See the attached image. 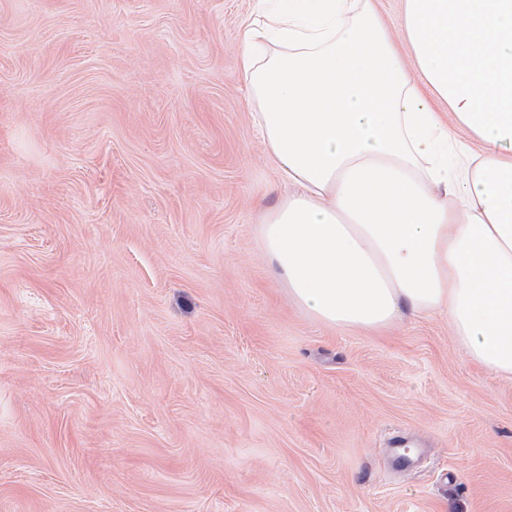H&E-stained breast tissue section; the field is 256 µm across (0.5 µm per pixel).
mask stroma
<instances>
[{"instance_id": "obj_1", "label": "stroma", "mask_w": 512, "mask_h": 512, "mask_svg": "<svg viewBox=\"0 0 512 512\" xmlns=\"http://www.w3.org/2000/svg\"><path fill=\"white\" fill-rule=\"evenodd\" d=\"M256 8L0 0V512H512V380L270 265Z\"/></svg>"}]
</instances>
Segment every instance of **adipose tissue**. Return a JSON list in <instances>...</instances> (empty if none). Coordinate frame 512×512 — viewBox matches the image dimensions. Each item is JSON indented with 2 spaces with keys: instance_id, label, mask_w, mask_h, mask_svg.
<instances>
[{
  "instance_id": "obj_1",
  "label": "adipose tissue",
  "mask_w": 512,
  "mask_h": 512,
  "mask_svg": "<svg viewBox=\"0 0 512 512\" xmlns=\"http://www.w3.org/2000/svg\"><path fill=\"white\" fill-rule=\"evenodd\" d=\"M240 69L294 191L262 218L295 303L333 327L444 311L512 379V0H259ZM447 103L482 146L452 151Z\"/></svg>"
}]
</instances>
